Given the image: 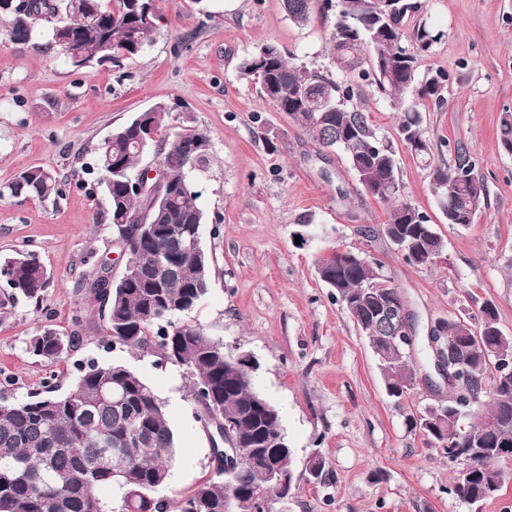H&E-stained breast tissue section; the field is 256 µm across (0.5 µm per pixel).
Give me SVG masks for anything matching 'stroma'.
<instances>
[{
    "label": "stroma",
    "instance_id": "obj_1",
    "mask_svg": "<svg viewBox=\"0 0 512 512\" xmlns=\"http://www.w3.org/2000/svg\"><path fill=\"white\" fill-rule=\"evenodd\" d=\"M160 7V36L118 65L78 69L60 54L0 39V185L41 165L62 188L47 200H0V260L22 251L50 275L39 303L9 302L0 282V398L63 394L88 361L123 364L162 399L176 435L180 460L161 491L170 508L212 473L188 376L155 356L103 344L97 308L82 301L100 267L117 277L126 263L106 219L95 148L162 101L173 108L170 132L209 135L207 155L188 178L209 218L200 242L214 259L211 283L182 319L200 324L225 352L258 362L255 383L280 409L292 450L288 512H512V461L500 464L505 481L495 497L468 504L450 493L445 451L406 424L447 397L446 382L434 373L403 401L390 400L368 337L316 270L329 249L364 252L408 302L419 335L489 301L498 328L512 337V153L498 140L512 113V0H426L411 18L410 27L423 23L441 34L420 57L418 80L448 77L444 103L421 105L429 158L401 142L391 100L363 86L373 128L396 154L401 200L427 213L445 242L429 269L406 263L385 237L388 208L358 184L343 152L321 150L238 73L256 47L273 43L344 80L332 51L334 13L313 12L298 25L282 0H162ZM456 141L488 187L486 209L466 227L447 223L432 179L434 168L451 163L447 145ZM44 329L77 337V348L54 362L31 355L26 343ZM316 457L324 467L315 476Z\"/></svg>",
    "mask_w": 512,
    "mask_h": 512
}]
</instances>
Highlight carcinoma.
Returning <instances> with one entry per match:
<instances>
[{
	"instance_id": "cac0c4a2",
	"label": "carcinoma",
	"mask_w": 512,
	"mask_h": 512,
	"mask_svg": "<svg viewBox=\"0 0 512 512\" xmlns=\"http://www.w3.org/2000/svg\"><path fill=\"white\" fill-rule=\"evenodd\" d=\"M296 24L306 23L317 0H283ZM336 10L333 51L347 73L339 82L331 76L290 61L275 44L258 46L239 64L240 76L259 86L260 96L285 113L321 148L340 149L358 181L372 196L391 204L384 234L391 243L406 245L403 259L417 265L414 249L443 251L445 243L429 216L398 200L400 183L392 148L377 136L370 115L351 101L361 84L372 82L390 97L398 112L400 138L423 158L431 146L425 136L421 102L444 103L448 75L438 74L416 83L419 56L439 39L424 24L407 43L405 24L422 9L420 0H323ZM158 0H0V33L14 44L35 43L54 50L70 62L103 58L114 63L138 55L160 33ZM371 56L372 68L360 67ZM169 106L157 102L112 132L96 147L100 183L108 195V224L113 237L127 251L130 263L160 252L176 257L160 276L146 273L135 279L112 281L109 298L99 286L110 273L87 283V302L98 306L103 321L101 339L128 350H167L169 364L191 378L192 390L206 383L220 395L224 416L237 423L243 440L240 460L230 485L236 495L233 512H254L261 494L273 512L288 490L275 484L253 448H263L284 470L292 469L290 448H273L270 438H286L277 407L263 414L252 411L263 398L253 375L224 357V343L199 324L179 323L175 317L190 311L209 291L210 260L197 264L183 251L184 242L206 223L198 197L183 192L187 170L194 164L192 144L207 133L198 129L168 132ZM452 164L433 171V182L448 223L468 225L477 214L469 205L479 195L485 208V178L464 144L450 148ZM152 153L158 177L169 196L130 188L143 181L138 167ZM61 181L54 171L33 166L0 185V199H46L59 195ZM9 269L11 297L42 299L50 276L35 259L19 254L3 261ZM321 280L336 289V301L354 324L369 337L378 361L385 392L399 403L420 385L411 358L390 351L388 337L395 321L378 316L387 306L404 302L399 290L377 276V260L349 266L335 249L316 261ZM494 305L487 301L479 313L448 321L449 361L467 382V391L448 383V398L408 418L409 426L427 437L433 448L448 455L454 468L450 492L475 504L493 497L504 473L497 467L501 452L512 450V373L500 374L495 353L512 358V337L495 325ZM77 346V337L63 340L47 329L34 336L36 356L56 360ZM498 426L488 430L484 420ZM176 455L175 434L164 405L153 388L135 371L121 364L92 362L79 370L72 391L62 397H38L23 402L0 400V512H168L159 491L170 481ZM111 485L121 504L114 510L99 489ZM179 512H224V475L216 471L179 505Z\"/></svg>"
}]
</instances>
